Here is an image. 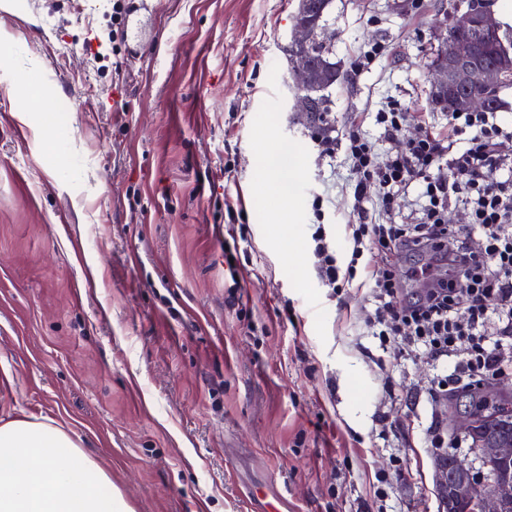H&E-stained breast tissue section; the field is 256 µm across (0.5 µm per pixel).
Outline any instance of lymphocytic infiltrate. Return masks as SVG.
Returning a JSON list of instances; mask_svg holds the SVG:
<instances>
[{"mask_svg":"<svg viewBox=\"0 0 512 512\" xmlns=\"http://www.w3.org/2000/svg\"><path fill=\"white\" fill-rule=\"evenodd\" d=\"M404 105L388 102L376 115L392 147L379 151L351 122L345 151L352 167L351 248L340 266L324 225L312 239L318 280L342 288L361 279L375 308L366 318L381 342L424 344L433 360L454 363V379L440 377L444 397L472 390L490 378L512 376V357L486 344L484 327L497 316L496 333L512 337V124L495 112H452L447 131L419 127L410 136ZM422 200L416 223L394 216L405 189ZM462 206L467 221L454 225L448 209ZM408 258L407 267L395 256ZM417 286L401 297L404 282Z\"/></svg>","mask_w":512,"mask_h":512,"instance_id":"1","label":"lymphocytic infiltrate"}]
</instances>
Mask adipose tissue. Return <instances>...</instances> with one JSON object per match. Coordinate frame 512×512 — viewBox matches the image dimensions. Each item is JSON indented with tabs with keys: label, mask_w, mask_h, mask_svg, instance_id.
<instances>
[{
	"label": "adipose tissue",
	"mask_w": 512,
	"mask_h": 512,
	"mask_svg": "<svg viewBox=\"0 0 512 512\" xmlns=\"http://www.w3.org/2000/svg\"><path fill=\"white\" fill-rule=\"evenodd\" d=\"M0 512H132L110 475L53 420L0 425Z\"/></svg>",
	"instance_id": "ef3b65f1"
}]
</instances>
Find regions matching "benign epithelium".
I'll list each match as a JSON object with an SVG mask.
<instances>
[{
    "mask_svg": "<svg viewBox=\"0 0 512 512\" xmlns=\"http://www.w3.org/2000/svg\"><path fill=\"white\" fill-rule=\"evenodd\" d=\"M441 31L448 28L464 32L468 41L457 44L449 52L442 54L439 62L431 66V85L439 92L448 90L463 93V104L470 111H484L488 102L476 86L494 87L502 80V71L487 65L476 68L473 45L476 43L496 44L501 41L504 24L493 11L479 18L465 10L454 16L453 23L444 18L439 21ZM315 34L308 21L300 17L293 29L289 44L292 60L302 95L297 105L307 110L311 94L321 89L327 82L328 74L312 61L306 51L307 44ZM495 423L512 425V407L494 406L469 412L458 423V429L472 436V451L481 459L485 467H495L497 471L481 474L475 468L453 453L441 460L436 467V485L445 509L453 510L457 502L466 505L468 512H500L512 500V477L500 466L512 465V443L484 442L477 436V426Z\"/></svg>",
    "mask_w": 512,
    "mask_h": 512,
    "instance_id": "benign-epithelium-1",
    "label": "benign epithelium"
}]
</instances>
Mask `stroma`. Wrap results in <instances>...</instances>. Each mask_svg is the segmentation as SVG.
<instances>
[{"mask_svg": "<svg viewBox=\"0 0 512 512\" xmlns=\"http://www.w3.org/2000/svg\"><path fill=\"white\" fill-rule=\"evenodd\" d=\"M457 0H331L354 117L378 147L387 102L446 129L430 103L435 19ZM298 0H0V69L38 59L33 98L0 83V424L51 419L107 470L133 512H442L436 463L469 457L445 430L472 392L438 402L423 346L369 334L368 288L318 280L323 222L340 263L352 171L319 155L288 54ZM386 55L357 73L359 50ZM290 148L292 184L263 170ZM323 197V212L313 202ZM244 298L224 273V201ZM292 227L289 267L277 225Z\"/></svg>", "mask_w": 512, "mask_h": 512, "instance_id": "stroma-1", "label": "stroma"}]
</instances>
